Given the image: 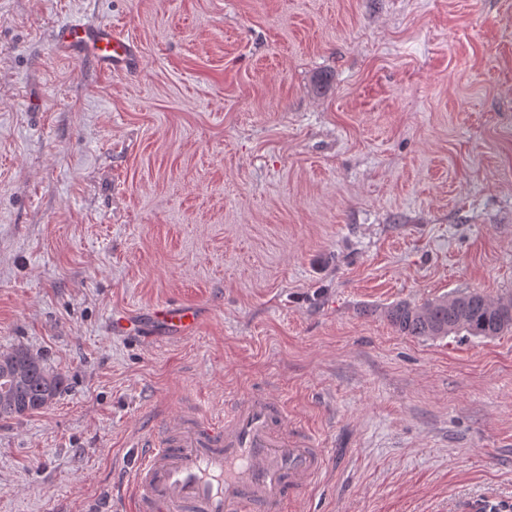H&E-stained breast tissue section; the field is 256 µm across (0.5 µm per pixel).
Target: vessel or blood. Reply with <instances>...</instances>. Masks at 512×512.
I'll return each mask as SVG.
<instances>
[{
    "mask_svg": "<svg viewBox=\"0 0 512 512\" xmlns=\"http://www.w3.org/2000/svg\"><path fill=\"white\" fill-rule=\"evenodd\" d=\"M54 46L63 55L92 60L106 73L139 66L129 40L93 21L58 26ZM150 315L181 337L197 325L186 304L158 305ZM140 446L123 488L132 512H285L317 483L326 465L317 437L289 428L285 402L264 392L225 403L218 417L183 411Z\"/></svg>",
    "mask_w": 512,
    "mask_h": 512,
    "instance_id": "vessel-or-blood-1",
    "label": "vessel or blood"
}]
</instances>
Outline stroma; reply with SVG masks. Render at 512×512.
<instances>
[{"label":"stroma","mask_w":512,"mask_h":512,"mask_svg":"<svg viewBox=\"0 0 512 512\" xmlns=\"http://www.w3.org/2000/svg\"><path fill=\"white\" fill-rule=\"evenodd\" d=\"M473 290L512 292V0H0V354L64 379L0 419V512H121L134 437L249 391L326 453L295 512L512 504V332L386 318ZM54 46L59 53L74 59L89 58L107 74H112V70L139 67V56L134 45L112 26L93 21L58 26ZM150 315L154 322L178 336L192 334L197 325L194 309L186 304H162L152 307Z\"/></svg>","instance_id":"stroma-1"}]
</instances>
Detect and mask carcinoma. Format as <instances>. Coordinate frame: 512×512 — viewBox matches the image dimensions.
Segmentation results:
<instances>
[{
	"label": "carcinoma",
	"mask_w": 512,
	"mask_h": 512,
	"mask_svg": "<svg viewBox=\"0 0 512 512\" xmlns=\"http://www.w3.org/2000/svg\"><path fill=\"white\" fill-rule=\"evenodd\" d=\"M387 317L405 336L440 338L450 335L491 339L512 330V293L490 300L467 292L428 301L420 306L393 305ZM18 378L0 374V418H20L48 406L59 395L62 377L26 349L5 354Z\"/></svg>",
	"instance_id": "carcinoma-1"
}]
</instances>
